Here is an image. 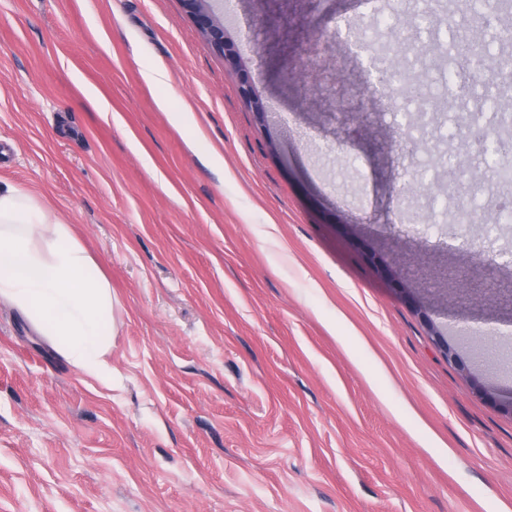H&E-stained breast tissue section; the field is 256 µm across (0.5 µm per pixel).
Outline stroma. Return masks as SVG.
Masks as SVG:
<instances>
[{"instance_id":"1","label":"stroma","mask_w":512,"mask_h":512,"mask_svg":"<svg viewBox=\"0 0 512 512\" xmlns=\"http://www.w3.org/2000/svg\"><path fill=\"white\" fill-rule=\"evenodd\" d=\"M435 6L224 0L232 68L180 0H0V179L72 224L115 318L90 374L0 302V512H512V414L476 391L512 386L484 294L512 224L461 227L433 167L493 174L503 131L408 133L376 80L410 27L480 36Z\"/></svg>"}]
</instances>
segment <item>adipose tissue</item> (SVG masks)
<instances>
[{
  "mask_svg": "<svg viewBox=\"0 0 512 512\" xmlns=\"http://www.w3.org/2000/svg\"><path fill=\"white\" fill-rule=\"evenodd\" d=\"M0 301L18 309L73 366L96 372L114 334L112 288L45 200L0 185Z\"/></svg>",
  "mask_w": 512,
  "mask_h": 512,
  "instance_id": "1",
  "label": "adipose tissue"
}]
</instances>
